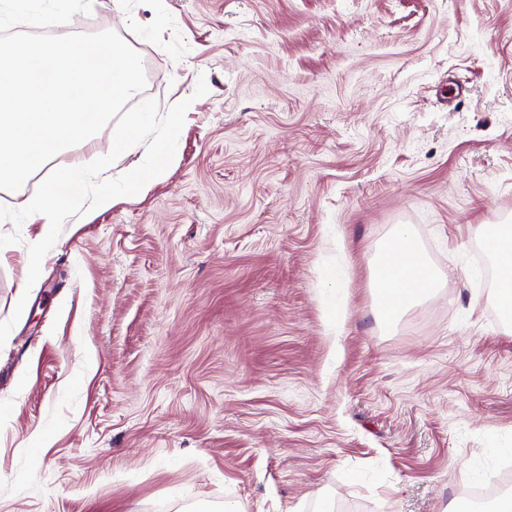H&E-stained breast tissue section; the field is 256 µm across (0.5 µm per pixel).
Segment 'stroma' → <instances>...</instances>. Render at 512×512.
Masks as SVG:
<instances>
[{
	"label": "stroma",
	"mask_w": 512,
	"mask_h": 512,
	"mask_svg": "<svg viewBox=\"0 0 512 512\" xmlns=\"http://www.w3.org/2000/svg\"><path fill=\"white\" fill-rule=\"evenodd\" d=\"M91 0L191 100L140 195L0 223V512H457L512 447V334L480 228L512 225V0ZM207 92L195 97L198 81ZM463 89L450 99L449 86ZM410 225L441 288L385 322ZM96 358V372L87 361ZM43 434L38 456L29 444Z\"/></svg>",
	"instance_id": "obj_1"
}]
</instances>
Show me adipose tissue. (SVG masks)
I'll list each match as a JSON object with an SVG mask.
<instances>
[{
  "label": "adipose tissue",
  "instance_id": "1",
  "mask_svg": "<svg viewBox=\"0 0 512 512\" xmlns=\"http://www.w3.org/2000/svg\"><path fill=\"white\" fill-rule=\"evenodd\" d=\"M481 235L500 269L495 289L497 302L500 307L512 309V226L488 224L482 227ZM372 280L383 315L394 320L411 305L429 297L436 274L420 255L409 228L400 225L373 261Z\"/></svg>",
  "mask_w": 512,
  "mask_h": 512
}]
</instances>
